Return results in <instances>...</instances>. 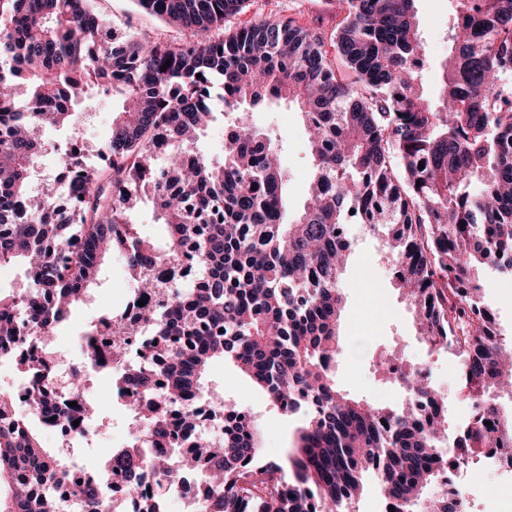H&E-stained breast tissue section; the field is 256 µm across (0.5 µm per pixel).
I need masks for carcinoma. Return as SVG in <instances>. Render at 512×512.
I'll return each instance as SVG.
<instances>
[{"mask_svg": "<svg viewBox=\"0 0 512 512\" xmlns=\"http://www.w3.org/2000/svg\"><path fill=\"white\" fill-rule=\"evenodd\" d=\"M457 2L433 101L420 89L415 0H336L340 70L321 37L289 20L212 33L244 0H137L197 35L182 43L117 42L87 0H0V265L24 262L27 279L18 295L0 296V343L55 328L104 258L124 252L139 288L161 297L121 328L136 336L150 326L149 361L104 369L119 396L133 395L139 425L132 445L112 450L129 495L150 478L171 490L202 465L208 512H348L369 475L388 498L425 508L440 464L464 465L492 442L512 448V425L495 435L484 425L512 381L481 281L487 269L512 279V0ZM215 81L229 116L221 164L194 149L213 120ZM100 88L123 102L109 166L86 170L71 148L60 154L70 185L31 194L41 129L72 127ZM272 100L298 105L308 130L312 177L292 214L280 150L253 120ZM146 200L167 227L161 249L132 219ZM355 222L387 237L421 341L464 357L460 393L482 408L457 439L467 457L441 447L448 419L412 423V402L436 401L422 370L394 381L409 399L395 406L348 396L323 366L343 354V259ZM187 257L200 287L156 275ZM94 333L83 338L92 368L125 358L124 342L105 350ZM217 359L279 410L296 413L299 397L314 405L283 459L262 458L255 423L230 404L215 405L224 440L196 430L188 400ZM16 363L25 376L51 377L45 357ZM173 411L193 431L185 456ZM67 471L32 428L0 432V485L13 488L0 512H63L50 487ZM101 493L98 469L73 491L85 512H99Z\"/></svg>", "mask_w": 512, "mask_h": 512, "instance_id": "obj_1", "label": "carcinoma"}]
</instances>
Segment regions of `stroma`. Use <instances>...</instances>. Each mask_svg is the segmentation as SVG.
Instances as JSON below:
<instances>
[{"label": "stroma", "mask_w": 512, "mask_h": 512, "mask_svg": "<svg viewBox=\"0 0 512 512\" xmlns=\"http://www.w3.org/2000/svg\"><path fill=\"white\" fill-rule=\"evenodd\" d=\"M90 9L100 15L118 38L133 36L146 40L176 42L185 39V31L144 11L136 0H88ZM419 33L424 44L425 63L422 89L435 96L441 66L448 56V30L452 23L453 0H416ZM272 18L289 20L322 36L336 26V7L332 0H245L239 13L224 22V33H232L255 21ZM121 104L111 96L96 95L86 111L77 113L76 129L89 145L90 163H104L102 148L112 126V117ZM257 126L282 144L283 166L288 176L292 207H301L307 193L311 162L307 132L295 105L281 102L255 113ZM349 262L343 274L346 304L340 323L344 355L336 369L340 387L350 396L371 404H396L398 393L385 384L374 370L373 362L387 348L405 349L412 362L426 367L432 384L438 389L454 418L466 413V403L458 390L459 365L445 350L426 347L417 336L413 314L396 286L388 247L384 239L364 225H353ZM125 262L112 253L101 265L96 285L87 298L73 308L54 333L52 347L82 363L78 354L82 335L103 314L119 313L123 304ZM486 300L498 315V329L506 341H512V282L494 271L483 275ZM89 395L100 407V436L85 441L78 450L80 463L89 468L99 465L106 449L119 447L130 435V420L124 407L113 399L110 382L93 368L85 370ZM203 389L213 401H229L250 408L262 436L265 458L282 459L289 448L301 415L288 416L271 406L264 394L236 366L216 360L203 379Z\"/></svg>", "instance_id": "stroma-1"}]
</instances>
